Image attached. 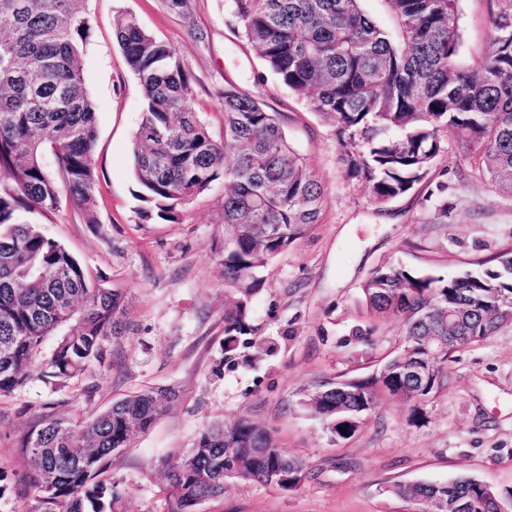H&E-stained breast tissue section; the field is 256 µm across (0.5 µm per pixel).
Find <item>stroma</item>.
<instances>
[{"label": "stroma", "instance_id": "1", "mask_svg": "<svg viewBox=\"0 0 512 512\" xmlns=\"http://www.w3.org/2000/svg\"><path fill=\"white\" fill-rule=\"evenodd\" d=\"M489 8V0H459L461 65L477 64L490 48ZM89 10L81 63L96 105L100 226L68 205L41 224L90 274L123 289L127 328L83 376L53 385L34 378L0 398V512L33 506L20 443L44 414L79 421L147 386L176 389L178 398L107 468L125 512H168L158 462H178L205 426L242 416L302 460L311 477L290 491L230 479L223 498L200 512H414L394 484L460 475L512 490V324L455 354L448 387L426 404L423 426L407 424L403 401L382 396L359 433L339 440L304 404L317 382L370 374L400 351L403 323L366 307L362 286L371 273L388 266L437 276L473 271L512 245V195L477 178L450 135L425 181L375 205L341 165L333 123L269 71L229 22L225 0H192L186 18L162 0H89ZM122 13L180 50L196 78L194 108L213 132L222 129L225 84L260 96L325 187L320 223L265 270L229 357L217 256L224 185L182 206L178 222L142 216L132 163L143 94L115 39ZM193 27L205 42L190 37Z\"/></svg>", "mask_w": 512, "mask_h": 512}]
</instances>
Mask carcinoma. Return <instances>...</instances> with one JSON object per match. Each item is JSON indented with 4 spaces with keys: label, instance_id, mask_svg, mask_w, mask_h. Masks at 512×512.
<instances>
[{
    "label": "carcinoma",
    "instance_id": "1",
    "mask_svg": "<svg viewBox=\"0 0 512 512\" xmlns=\"http://www.w3.org/2000/svg\"><path fill=\"white\" fill-rule=\"evenodd\" d=\"M88 2L0 0V24L9 28L0 36V398L33 376L52 384L84 374L120 329L122 292L91 276L33 220L70 204L85 223L99 224L91 208L96 105L81 68ZM360 2L228 0V15L279 82L332 119L346 172L374 203L421 183L445 152L448 130L478 172L512 194V0H494L490 49L469 68L458 62V0H389L395 36ZM115 37L144 95L133 150L142 215L175 222L184 204L224 182V352H232L266 267L319 223L324 185L260 99L225 84L216 136L193 107L195 77L175 46L130 13L116 19ZM490 261L478 263L480 273L448 278L393 266L372 272L362 287L368 308L402 319L411 363L435 356L427 382L388 362L314 386L309 404L336 437L355 436L380 395L402 399L407 422L424 424L425 403L448 386V360L512 321V246ZM175 397L170 388L143 389L76 423L46 414L22 442L33 512H123L118 484L100 476ZM226 461L238 480L284 490L310 477L246 418L212 424L165 469L169 512H196L223 497ZM395 493L427 512L444 501L448 512H512L511 489L469 476Z\"/></svg>",
    "mask_w": 512,
    "mask_h": 512
}]
</instances>
